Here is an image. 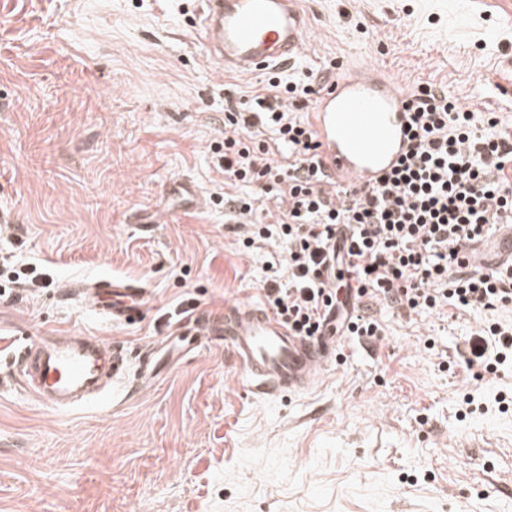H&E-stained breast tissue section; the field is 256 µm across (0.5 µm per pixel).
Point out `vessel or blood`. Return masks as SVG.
<instances>
[{
	"instance_id": "1",
	"label": "vessel or blood",
	"mask_w": 512,
	"mask_h": 512,
	"mask_svg": "<svg viewBox=\"0 0 512 512\" xmlns=\"http://www.w3.org/2000/svg\"><path fill=\"white\" fill-rule=\"evenodd\" d=\"M200 2L197 37L216 64L251 71L283 68L298 59L308 30L298 0ZM405 98L377 64L326 81L308 114L326 179L366 186L394 168L409 147ZM465 255L486 272L512 267V224L499 225L487 243L469 246ZM90 299L98 314L114 322L133 320L150 304L145 288L119 278L96 282ZM212 332L223 336L247 382L271 395L308 388L339 342L335 326L309 341L249 300L225 308L223 325ZM16 351L29 368L26 392L53 410L100 402L125 370L120 351L86 333L42 336Z\"/></svg>"
}]
</instances>
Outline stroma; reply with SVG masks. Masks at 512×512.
Instances as JSON below:
<instances>
[{"instance_id":"1","label":"stroma","mask_w":512,"mask_h":512,"mask_svg":"<svg viewBox=\"0 0 512 512\" xmlns=\"http://www.w3.org/2000/svg\"><path fill=\"white\" fill-rule=\"evenodd\" d=\"M299 2L308 33L281 78L379 62L406 90L512 99V0ZM196 25V0H0V258L46 280L0 285V512H512V409L488 405L512 375L462 357L479 314L374 303L380 336L343 337L295 394L251 390L220 336L139 376L188 317L266 303L282 251H242L246 225L224 216L240 192L221 166L224 104L264 74L221 69ZM184 180L198 209L172 191ZM111 276L148 289L138 319L69 294ZM70 328L127 359L106 405L24 392L13 336Z\"/></svg>"}]
</instances>
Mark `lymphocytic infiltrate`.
<instances>
[{"instance_id": "obj_1", "label": "lymphocytic infiltrate", "mask_w": 512, "mask_h": 512, "mask_svg": "<svg viewBox=\"0 0 512 512\" xmlns=\"http://www.w3.org/2000/svg\"><path fill=\"white\" fill-rule=\"evenodd\" d=\"M305 75H268L263 93L224 110V174L245 187L224 208L245 219L254 238L275 240L268 302L298 336H317L329 316L345 335L374 337L377 320L350 309L351 299L384 300L405 313L445 306L483 315L464 358L490 375L512 371V326L496 319L512 307V273H485L464 260L470 244L512 221V134L498 113L460 104L432 84L408 92L411 148L370 188L322 180L320 143L301 109L316 95ZM269 130L273 143L255 128ZM283 158L274 160L271 147ZM282 203L274 222L258 218L250 187Z\"/></svg>"}]
</instances>
